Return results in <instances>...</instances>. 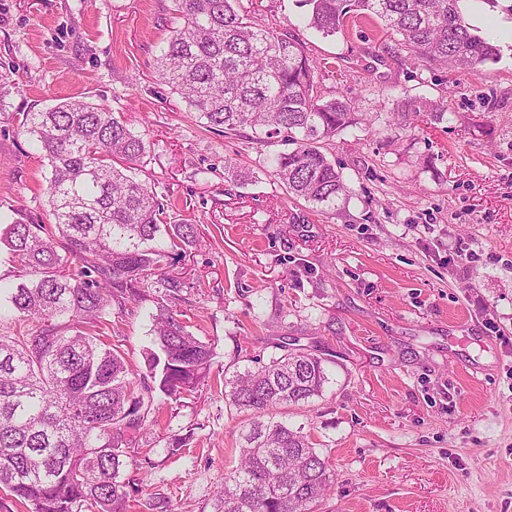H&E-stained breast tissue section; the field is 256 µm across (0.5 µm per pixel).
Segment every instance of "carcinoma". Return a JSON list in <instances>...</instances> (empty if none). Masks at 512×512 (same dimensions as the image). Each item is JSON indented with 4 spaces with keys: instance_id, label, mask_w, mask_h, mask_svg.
<instances>
[{
    "instance_id": "cac0c4a2",
    "label": "carcinoma",
    "mask_w": 512,
    "mask_h": 512,
    "mask_svg": "<svg viewBox=\"0 0 512 512\" xmlns=\"http://www.w3.org/2000/svg\"><path fill=\"white\" fill-rule=\"evenodd\" d=\"M182 23L156 57L157 80L224 134L286 146L267 171L295 198L335 208L347 186L320 144L350 126H370L348 98H327L306 42L254 20L242 0H173ZM324 37L373 23L402 49L441 68H475L498 48L472 32L460 0H299ZM397 124L440 125L447 106L404 97ZM20 127L49 166V224L0 228L21 282L8 310L26 323L0 333L1 500L31 512H125L131 449L160 392L177 398L209 377L213 351L172 312L183 281L170 273L196 237L194 224H166L156 187L137 178L143 140L106 105L64 101L24 112ZM155 291L147 372L104 341L106 315ZM281 354L243 371L224 369L228 405L248 411L239 463L224 478L221 512H312L328 494L330 464L302 430L269 417L322 395L325 359L285 336Z\"/></svg>"
}]
</instances>
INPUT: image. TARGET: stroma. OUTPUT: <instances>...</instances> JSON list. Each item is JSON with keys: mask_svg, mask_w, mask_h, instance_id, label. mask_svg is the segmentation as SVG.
<instances>
[{"mask_svg": "<svg viewBox=\"0 0 512 512\" xmlns=\"http://www.w3.org/2000/svg\"><path fill=\"white\" fill-rule=\"evenodd\" d=\"M253 7L335 63L325 97L373 118L322 145L348 187L334 210L288 195L263 167L273 146L206 130L156 81L172 0H0V216L48 219V170L17 113L85 100L141 136L167 223L197 227L176 309L211 346V374L144 432L128 512L157 493L173 512H220L248 422L225 403L224 369L286 336L327 360L322 396L276 411L329 459L318 512H512V7L462 0L500 55L453 71L369 25L322 36L296 0ZM406 96L447 104V122L386 126ZM155 312L149 296L111 310L108 340L140 368Z\"/></svg>", "mask_w": 512, "mask_h": 512, "instance_id": "stroma-1", "label": "stroma"}]
</instances>
